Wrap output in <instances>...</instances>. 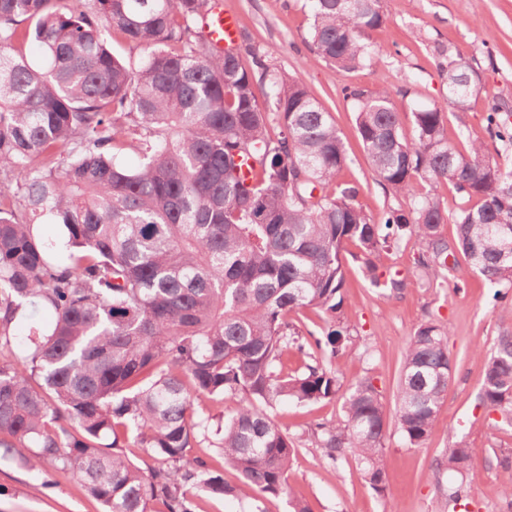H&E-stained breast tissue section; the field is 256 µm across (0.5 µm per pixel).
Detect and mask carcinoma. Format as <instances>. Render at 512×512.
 <instances>
[{
  "label": "carcinoma",
  "mask_w": 512,
  "mask_h": 512,
  "mask_svg": "<svg viewBox=\"0 0 512 512\" xmlns=\"http://www.w3.org/2000/svg\"><path fill=\"white\" fill-rule=\"evenodd\" d=\"M207 2L0 0V448L28 449L32 469L70 472L104 512H196L201 493L289 492L295 441L268 409L341 391L291 315L323 312L316 346L342 355L348 242L376 286L370 256L406 232L434 273L455 271L460 251L512 316V170L482 141L460 150L441 108L413 112L409 137L387 91L352 89L373 172L409 201L373 223L356 202L361 186L336 185L348 155L329 113L257 52L258 75L239 50L214 48L196 30ZM306 2L316 59L343 71L371 62L380 0ZM114 33L144 52L138 67L114 54ZM30 43L40 60L23 53ZM439 55L448 101L463 112L476 73L449 48ZM487 122L512 142L498 104ZM128 154L136 166L122 163ZM441 182L464 200L452 245ZM446 335L426 321L402 356L395 419L412 448L429 439L447 396ZM290 348L310 359L296 375L280 369ZM226 394L241 405L215 428L196 403ZM481 404L512 413L511 336L487 363ZM386 428L364 380L338 423L315 425L312 444L332 464L353 455L382 494ZM212 436L240 485L190 454ZM126 448L159 466L143 470ZM472 452L450 448L444 465L460 473Z\"/></svg>",
  "instance_id": "1"
}]
</instances>
